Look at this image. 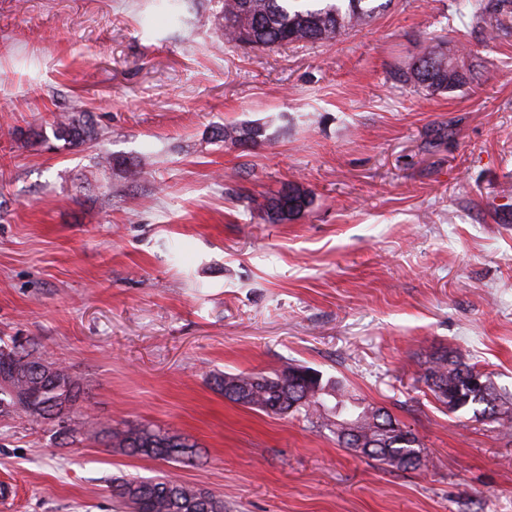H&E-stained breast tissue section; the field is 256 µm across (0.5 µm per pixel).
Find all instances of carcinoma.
Segmentation results:
<instances>
[{
    "mask_svg": "<svg viewBox=\"0 0 512 512\" xmlns=\"http://www.w3.org/2000/svg\"><path fill=\"white\" fill-rule=\"evenodd\" d=\"M393 0H224V41L253 49H274L288 44L333 40L387 12ZM471 71L457 49L440 40H431L422 54L399 68L398 81L428 92L452 91L467 84ZM55 137L69 143L93 138L95 130L76 123L67 115L57 118ZM224 141L256 147L266 141L265 129L258 124L226 125L219 131ZM311 204L310 194L295 183H287L263 204L270 221L282 222L298 215ZM321 388L331 391L334 402L357 412L352 423L365 419L372 405L350 394L340 383L323 380L310 367ZM476 365L460 354L438 355L429 361L424 380L436 400L452 413L465 412L479 420L495 419L501 432L512 437V399L491 381L484 391L471 390L465 376ZM0 416L24 414L48 420L58 434L76 441L99 439L110 448L130 455L163 461L182 462L193 446L177 435L150 424L120 423L96 427L77 423L70 417L72 406L83 391L80 379L61 362L48 360L38 344L29 342L17 350L16 343L0 344ZM239 387L228 391L225 375L211 377L224 398L267 414L301 415L336 432V415L322 412L317 400L305 398V384L280 386L277 375L245 372L233 374ZM424 449L416 436L408 437L394 429L374 435V444L365 457L398 470L419 468ZM113 502L120 512H225L224 498L180 481L167 474L155 479L114 478L110 485Z\"/></svg>",
    "mask_w": 512,
    "mask_h": 512,
    "instance_id": "obj_1",
    "label": "carcinoma"
}]
</instances>
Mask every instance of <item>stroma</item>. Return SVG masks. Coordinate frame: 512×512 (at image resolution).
Masks as SVG:
<instances>
[{
	"label": "stroma",
	"instance_id": "obj_1",
	"mask_svg": "<svg viewBox=\"0 0 512 512\" xmlns=\"http://www.w3.org/2000/svg\"><path fill=\"white\" fill-rule=\"evenodd\" d=\"M459 2L395 0L337 39L246 52L220 0H0V338L81 378L75 419L199 452L132 457L0 416V512H114L113 477L166 472L226 512H512V438L423 380L460 352L512 395V222L492 215L512 207V9ZM439 36L472 80L400 84ZM63 114L96 139H56ZM248 123L263 145L216 137ZM290 181L312 203L270 223ZM297 365L386 408L425 465H377L210 384Z\"/></svg>",
	"mask_w": 512,
	"mask_h": 512
}]
</instances>
